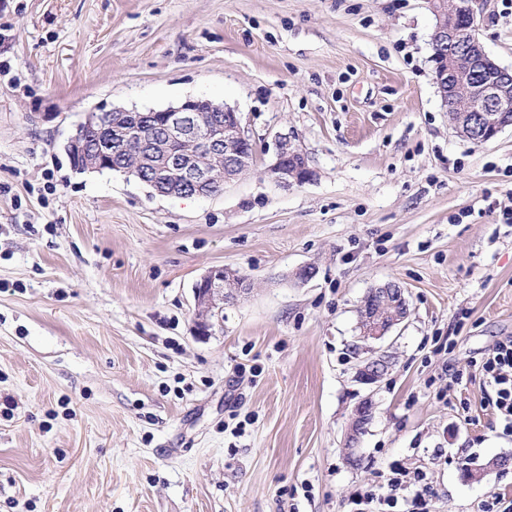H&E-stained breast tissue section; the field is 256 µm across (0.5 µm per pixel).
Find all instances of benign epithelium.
<instances>
[{"label": "benign epithelium", "mask_w": 512, "mask_h": 512, "mask_svg": "<svg viewBox=\"0 0 512 512\" xmlns=\"http://www.w3.org/2000/svg\"><path fill=\"white\" fill-rule=\"evenodd\" d=\"M483 0H428L436 23L431 42L445 56L444 67L437 70L435 82L443 103L459 102L448 113L449 125L460 137L479 146L512 127V115L504 109L512 100V69L495 63L483 50L478 38L479 16ZM469 19L468 30L456 24L459 8ZM160 115L163 133L141 142L130 152L123 173L153 183H172V193L200 197L216 184L236 179L251 168L253 144L244 133L235 110L207 99L187 98L177 106L144 114L138 110L112 108L93 114L77 127L68 142L78 169L104 171L112 167L113 150L129 139L146 116ZM94 129L99 138L95 148L87 147L86 132ZM267 176L283 186L303 184L312 172L302 151L286 136L279 137L274 160L266 167ZM250 283L224 267L207 271L194 288L197 307L194 332L208 335L215 319L224 310L227 297L249 291ZM408 316L404 289L392 282L371 288L359 318L360 338L366 342L382 339ZM392 368L391 356L373 352L359 361L356 379L364 385L379 383ZM373 418L369 398L353 409L346 440V458H357L360 436Z\"/></svg>", "instance_id": "benign-epithelium-1"}]
</instances>
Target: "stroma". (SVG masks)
Segmentation results:
<instances>
[{"label": "stroma", "mask_w": 512, "mask_h": 512, "mask_svg": "<svg viewBox=\"0 0 512 512\" xmlns=\"http://www.w3.org/2000/svg\"><path fill=\"white\" fill-rule=\"evenodd\" d=\"M434 23L427 0H0V512H349L420 466L431 512L512 499V463L487 467L512 439L478 380L448 378L512 336V128L481 146L451 128ZM479 38L512 67L505 0ZM189 97L256 147L222 192L74 170L91 114ZM282 135L309 182L266 176ZM215 267L252 287L199 336ZM388 281L409 316L363 385L357 309ZM392 368L391 356L386 351L371 353L359 361L356 379L364 385L379 383ZM373 409V403L370 398L363 399L353 409L352 421L345 444L346 458L352 460V462L357 458L360 436L373 418Z\"/></svg>", "instance_id": "1"}]
</instances>
